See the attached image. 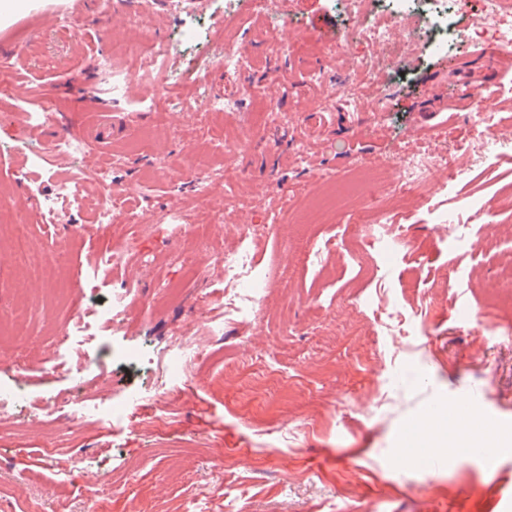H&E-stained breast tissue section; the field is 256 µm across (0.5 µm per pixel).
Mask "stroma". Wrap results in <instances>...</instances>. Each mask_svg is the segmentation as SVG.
<instances>
[{"label": "stroma", "instance_id": "1", "mask_svg": "<svg viewBox=\"0 0 512 512\" xmlns=\"http://www.w3.org/2000/svg\"><path fill=\"white\" fill-rule=\"evenodd\" d=\"M189 7L185 14L169 0L139 4V22L174 49L163 90L174 105L163 119L135 105L155 95L154 85L139 78L123 92L109 90L113 73L151 68L113 49L127 0H36L0 25V187L22 202L51 194L59 178L90 184L106 169L127 188L129 204L193 224L208 214L219 225L208 239H177L163 224L98 227L84 205L67 207L64 225L51 228L27 214L29 260L0 258V296L28 305L27 335L0 344V386L21 387L30 399L0 418V512H485L512 485V448L480 455L447 447L432 468L412 430L476 392L477 423L512 439V343L490 331L512 329V213L494 207L501 185L512 182V156L462 200L434 171L409 206L396 209L404 240L390 254L353 247L363 225L338 215L312 222L307 208L325 174L348 179L359 165L416 144L444 155L455 140L480 141L464 110L431 121L425 133L414 128L438 111L452 81L486 83L501 50L490 41L468 45L461 33L472 4L449 0L452 53L400 59L392 45L369 51L375 91L389 96L388 111L377 113L370 99L356 105L343 96L357 74L347 56L325 52L356 41L340 0H275L269 12L249 0ZM227 38L246 57L245 70H199ZM213 97L241 103L213 112ZM270 103L287 123L258 121ZM41 106L52 119L30 124L28 112ZM99 112L124 120L107 153L29 167L33 150L63 137L87 140ZM228 141L240 148L218 191L199 196L184 161L211 158ZM166 159L167 176L148 179ZM486 203L490 214L471 235L490 245L456 252L447 210L464 220ZM68 223L78 225V239L59 263L45 262ZM265 223L271 229L256 248L271 279L264 318L228 323L223 337H212L224 290L212 255L233 246L242 225ZM108 248L126 252V263L103 265ZM184 251L196 259L197 278H186L177 260ZM129 282L143 307L97 335L63 338L71 296L98 312ZM166 283L179 284L177 300L165 297ZM472 310L483 311L484 329L467 323ZM175 336L197 338L212 355L183 392L168 393L163 418L145 405L136 409L138 429L96 418L73 429L43 410L55 396L78 409L92 389L109 398L168 392L161 360ZM83 362L89 387L71 372ZM102 475L110 488L97 485Z\"/></svg>", "mask_w": 512, "mask_h": 512}]
</instances>
